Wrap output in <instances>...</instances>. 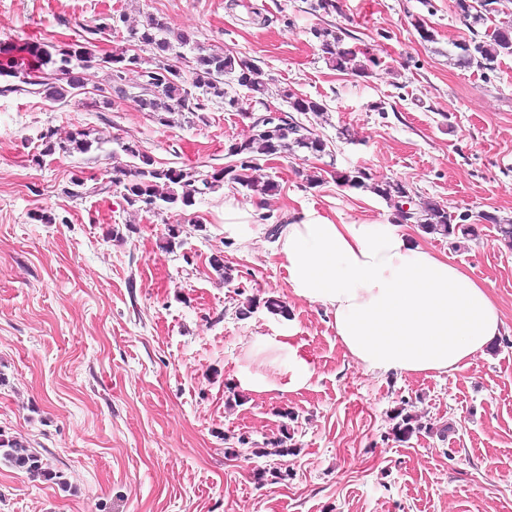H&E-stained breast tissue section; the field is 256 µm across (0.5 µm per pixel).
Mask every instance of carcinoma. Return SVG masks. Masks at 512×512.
Returning a JSON list of instances; mask_svg holds the SVG:
<instances>
[{"label":"carcinoma","mask_w":512,"mask_h":512,"mask_svg":"<svg viewBox=\"0 0 512 512\" xmlns=\"http://www.w3.org/2000/svg\"><path fill=\"white\" fill-rule=\"evenodd\" d=\"M498 0H456L460 19L473 31L471 40L462 49L459 62L467 67L494 71L502 56H512V25L496 26L493 30L479 35L476 28L491 19L498 12L495 4ZM102 28L85 29V36L70 43L56 44L52 41L25 42L14 47L0 48V54L6 60L0 61V76H13L17 73L37 78L31 84L32 93L43 96L52 102H66L79 95L83 88L84 71L96 66L111 70V84L97 89V102L108 108L112 106V93L121 96L130 95L139 110L147 112L158 123L170 124L169 116L175 113L192 115L206 109V103L215 99L224 104V110L238 112L241 109L239 99L224 91V75L234 74L240 86L253 93L264 94V84L258 79L259 70L251 63L230 54L210 50L196 43L190 44V38L170 28L163 20L149 16L140 28L130 30V41L140 52L150 53L156 61L158 70L147 72L140 57L133 51L121 49L111 54H101L97 50L98 36ZM313 36L318 42L322 57L338 71L359 72L366 70V64L358 60V52L352 48L341 47L342 38L331 27L314 30ZM192 45L193 74L191 83H186L180 69L169 63L168 54L177 47ZM23 54L29 63L23 68L15 67L13 53ZM139 70L140 82L130 93L124 88L126 74ZM290 107L303 115L318 116L324 112L323 105L311 98L283 91ZM256 133L248 139L229 145L228 153L236 157V164L224 167L211 174L204 175L196 169L158 168L154 160L134 145H124L122 150L138 160L134 169L126 171L117 168V177L112 184L122 187L121 196L130 208L147 212L160 204L168 207L178 205L189 207L198 195L212 192L223 186L224 181L247 187L260 197L271 196L278 191L279 184L273 180L263 183L252 181L247 171L252 169L256 157L276 156L304 149L314 156L325 152L326 143L315 136L302 123L291 120L270 132L266 124H254ZM94 150V141L89 134L79 128L67 132L64 137H55V133L41 136V149L33 160L40 164L43 158L57 153L86 154ZM72 195L101 194L110 191L108 186H89L84 178L71 179ZM374 192L386 198H405L407 191L397 181H380L373 184ZM398 219L402 223L416 224L422 232L437 234L448 239L453 248H458V236H472L473 225L467 223L468 215L454 213L438 202H430L422 211L398 208ZM480 218L496 225L501 240L512 247V224H503L497 216L483 213ZM0 456L20 468L39 466L37 457L23 448L13 439L0 438Z\"/></svg>","instance_id":"cac0c4a2"}]
</instances>
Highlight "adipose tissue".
<instances>
[{
    "mask_svg": "<svg viewBox=\"0 0 512 512\" xmlns=\"http://www.w3.org/2000/svg\"><path fill=\"white\" fill-rule=\"evenodd\" d=\"M276 253L294 296L332 313L347 356L366 371L447 374L501 336L487 289L391 222L337 224L305 210Z\"/></svg>",
    "mask_w": 512,
    "mask_h": 512,
    "instance_id": "ef3b65f1",
    "label": "adipose tissue"
}]
</instances>
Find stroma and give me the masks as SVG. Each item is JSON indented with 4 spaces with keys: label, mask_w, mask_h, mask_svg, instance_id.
Instances as JSON below:
<instances>
[{
    "label": "stroma",
    "mask_w": 512,
    "mask_h": 512,
    "mask_svg": "<svg viewBox=\"0 0 512 512\" xmlns=\"http://www.w3.org/2000/svg\"><path fill=\"white\" fill-rule=\"evenodd\" d=\"M455 2L336 0L325 14L310 0H0V46L75 40L125 14L127 27L98 43L110 53L153 15L249 61L267 87L258 100L225 75L241 111L211 101L167 126L129 98L93 106L111 80L105 67L85 71L83 94L65 103L0 95V434L42 464L0 460V512H512V248L480 219L512 220V56L492 72L459 65L471 33ZM331 26L375 66L331 67L312 35ZM286 88L324 104L299 121L326 152L257 157L251 176L275 180L274 195L228 182L193 206L144 212L116 190L70 194L73 176L104 184L133 165L126 144L161 168L234 164L228 147L256 118L289 111ZM74 127L98 150L34 162L42 134ZM357 168L403 184L412 208L434 201L475 216L458 248L422 237L485 285L505 323L468 367L365 372L332 314L292 294L272 225L308 208L339 224L396 219V201L338 185L337 173ZM230 201L250 211L249 243L224 237ZM270 296L289 317L266 310ZM283 333L310 379L288 392L242 388L249 375L286 381L287 353L266 345ZM401 410L424 425L403 440ZM277 440L286 454L272 453Z\"/></svg>",
    "instance_id": "35a3bbf8"
}]
</instances>
